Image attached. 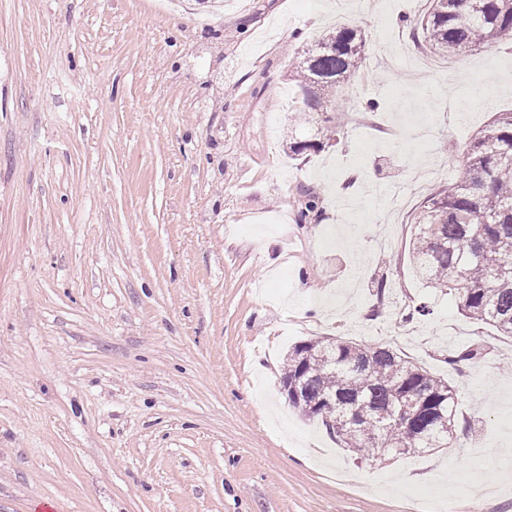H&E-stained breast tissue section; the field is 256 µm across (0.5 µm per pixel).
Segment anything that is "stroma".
<instances>
[{
	"mask_svg": "<svg viewBox=\"0 0 512 512\" xmlns=\"http://www.w3.org/2000/svg\"><path fill=\"white\" fill-rule=\"evenodd\" d=\"M334 3L0 0V512H512V339L409 262V173L455 179L512 110V45L449 60V88L365 65L327 141L292 117L288 61L328 14L370 57L427 54L426 0ZM292 135L321 148L288 157ZM326 337L448 380L467 439L340 448L281 387Z\"/></svg>",
	"mask_w": 512,
	"mask_h": 512,
	"instance_id": "35a3bbf8",
	"label": "stroma"
}]
</instances>
